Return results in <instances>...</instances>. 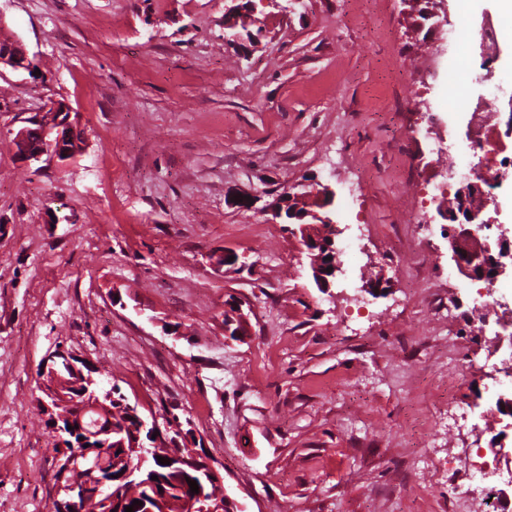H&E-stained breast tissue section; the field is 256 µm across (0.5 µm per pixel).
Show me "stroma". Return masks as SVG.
<instances>
[{
  "mask_svg": "<svg viewBox=\"0 0 512 512\" xmlns=\"http://www.w3.org/2000/svg\"><path fill=\"white\" fill-rule=\"evenodd\" d=\"M242 2L0 0L37 66L0 68V512H50L37 399L60 348L177 420L242 512H481L457 477L512 442L490 402L512 352L472 325L477 284L422 202L438 141L470 155L464 112L423 120L467 61L424 0L260 4L230 30ZM57 100L85 154L21 170L14 134ZM307 180L333 193L326 291L267 210Z\"/></svg>",
  "mask_w": 512,
  "mask_h": 512,
  "instance_id": "obj_1",
  "label": "stroma"
}]
</instances>
